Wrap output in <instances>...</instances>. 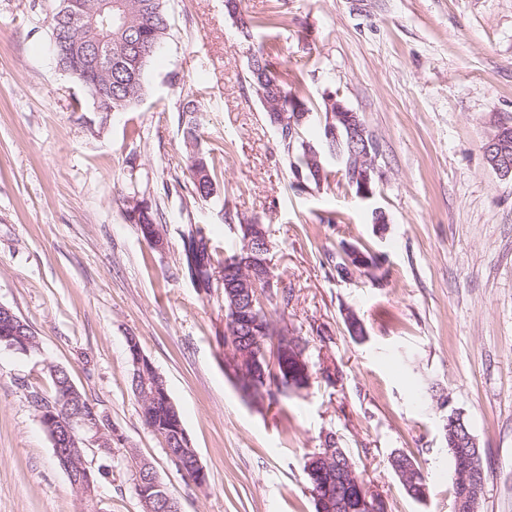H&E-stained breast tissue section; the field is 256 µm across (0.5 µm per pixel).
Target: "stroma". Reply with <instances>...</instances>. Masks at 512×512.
<instances>
[{"label": "stroma", "instance_id": "obj_1", "mask_svg": "<svg viewBox=\"0 0 512 512\" xmlns=\"http://www.w3.org/2000/svg\"><path fill=\"white\" fill-rule=\"evenodd\" d=\"M59 0H0V304L40 341L0 349V512H142L135 457L150 460L181 512H315L305 462L334 437L389 512H453L444 420L460 411L483 450L477 512H512V175L483 144L512 123V0H243V37L224 0H165L170 36L132 112H98L56 65L46 18ZM322 109L358 112L378 144L373 199L338 163L296 188L274 127L247 82L253 47ZM206 115L199 147L216 194H190L179 125L188 98ZM163 216L153 247L125 197ZM387 215L373 223V208ZM269 230L274 274L294 297L273 312L305 349L311 382L265 410L224 371V290L180 272V236L205 226L215 246L250 221ZM387 277L342 278L349 249ZM355 312L364 339L350 336ZM163 376L205 469L197 485L170 463L130 389L128 337ZM64 367L122 435L95 504L80 501L26 399ZM425 476L421 501L390 457Z\"/></svg>", "mask_w": 512, "mask_h": 512}]
</instances>
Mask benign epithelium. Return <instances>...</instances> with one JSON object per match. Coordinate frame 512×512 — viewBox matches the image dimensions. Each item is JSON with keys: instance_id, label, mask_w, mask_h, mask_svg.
Returning a JSON list of instances; mask_svg holds the SVG:
<instances>
[{"instance_id": "obj_1", "label": "benign epithelium", "mask_w": 512, "mask_h": 512, "mask_svg": "<svg viewBox=\"0 0 512 512\" xmlns=\"http://www.w3.org/2000/svg\"><path fill=\"white\" fill-rule=\"evenodd\" d=\"M62 13L66 15L69 26L77 31L97 28V14L84 7L80 0H62ZM90 63L94 66L93 80L90 81L93 97L98 99L112 94L109 75L111 62L103 60L102 48L90 46L82 49L75 58V66L82 67ZM329 112L336 113V122H328L325 143L336 146L333 156L343 164V174L349 186L355 189L357 197L368 200L374 196L376 181L377 145L359 113L348 108L342 101L331 99ZM307 113L301 102L288 98V111L272 114L273 125L277 130H288V137L295 138L296 131L306 118ZM512 137V128L499 125L485 147L488 162L497 171L512 174V164L496 152L500 143ZM246 248L241 264L240 277L232 284L237 289L234 304L231 307L234 323L226 330V350L233 351L234 357L225 361L226 372L235 380L246 372L244 355L255 348V342L264 333L265 326L260 319H250V312L256 307L266 308V292L274 288V276L266 254L269 243L260 224H244ZM0 342L9 350L29 354L38 349L39 343L25 327L14 311L0 304ZM137 373L141 376L151 372L154 378L153 392L164 390L163 377L152 366L145 355L135 362ZM68 395L65 402H55L41 394L28 395L36 410L37 418L46 428L54 455L64 469L77 496L93 499L96 479L87 467L84 448L98 445L112 452L113 442H122L123 437L113 427L112 420L100 413L97 406L73 383L68 382ZM456 444L464 449L462 465L457 478L464 484L465 491L455 502V512H473L484 488V475L481 454L473 436L456 439ZM191 460L184 462L178 455L171 459L178 471L196 484L205 482V470L196 452H191ZM151 493L149 500L156 508L149 512H180L178 500L173 497L152 472L145 480V486L136 491ZM361 512H388L386 499L367 486H362L359 502Z\"/></svg>"}]
</instances>
